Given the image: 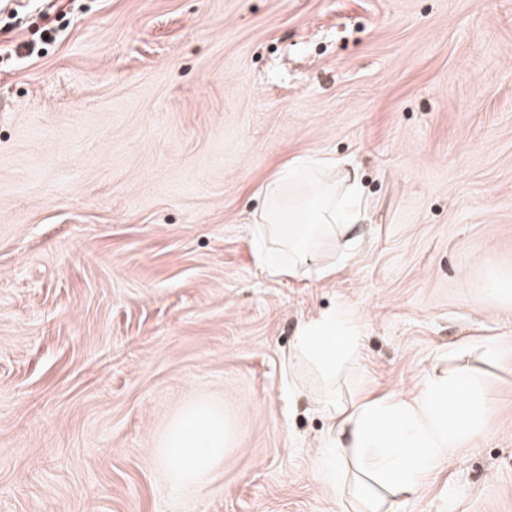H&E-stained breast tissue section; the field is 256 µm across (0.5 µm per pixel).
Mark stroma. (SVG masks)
Wrapping results in <instances>:
<instances>
[{"label": "stroma", "instance_id": "obj_1", "mask_svg": "<svg viewBox=\"0 0 512 512\" xmlns=\"http://www.w3.org/2000/svg\"><path fill=\"white\" fill-rule=\"evenodd\" d=\"M58 30L41 57L16 48ZM375 202L335 277H273L251 224L299 156ZM512 0H28L0 13V512H353L310 397L488 401L396 512H512ZM341 314L360 351L296 360ZM297 388L300 399L288 396ZM233 440L201 490L158 448ZM232 434L218 409L202 403L183 409L158 451L172 488L180 491L207 485L224 464V449Z\"/></svg>", "mask_w": 512, "mask_h": 512}]
</instances>
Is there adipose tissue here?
Segmentation results:
<instances>
[{
	"mask_svg": "<svg viewBox=\"0 0 512 512\" xmlns=\"http://www.w3.org/2000/svg\"><path fill=\"white\" fill-rule=\"evenodd\" d=\"M312 197L290 225L288 246L292 262H282L266 247L271 225L282 215L275 202L288 199L301 203L299 190ZM270 207L256 219L253 235L256 255L274 276L315 274L332 277L337 266L350 262L362 237L358 225L368 223L371 203L364 195L356 171L346 159L333 155L304 156L277 171L261 189ZM334 239V258L318 259L325 238ZM359 336L342 316L324 315L304 323L296 336L297 356H309L330 367L343 355L356 353ZM328 421L320 442L328 454L337 449L353 452L362 479L345 486L357 496L364 512H392L384 494L399 489L417 492L446 457L449 449L479 429L487 408L485 398L473 394L466 377L452 379L431 375L416 396L398 399L390 395L365 397L355 403H340L332 397L318 400ZM232 440V428L218 409L195 404L183 409L171 423L159 457L175 490L207 485L224 463V449Z\"/></svg>",
	"mask_w": 512,
	"mask_h": 512,
	"instance_id": "obj_1",
	"label": "adipose tissue"
}]
</instances>
